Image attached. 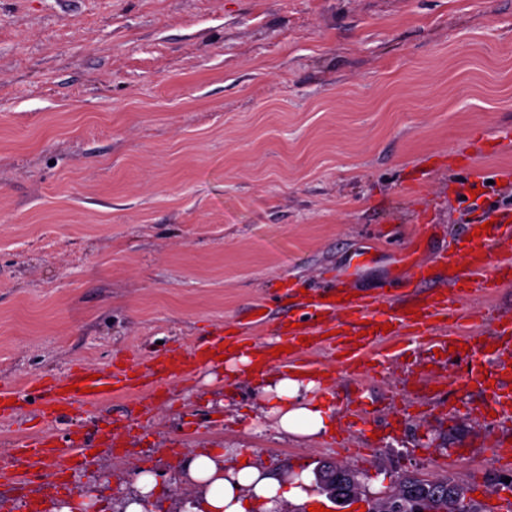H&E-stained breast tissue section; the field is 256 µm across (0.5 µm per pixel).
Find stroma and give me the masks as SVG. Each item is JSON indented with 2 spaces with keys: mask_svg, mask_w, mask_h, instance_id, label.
<instances>
[{
  "mask_svg": "<svg viewBox=\"0 0 512 512\" xmlns=\"http://www.w3.org/2000/svg\"><path fill=\"white\" fill-rule=\"evenodd\" d=\"M511 133L512 0H0V387L188 348L255 304L268 321L249 334L265 342L302 314L292 287L348 275L380 294L401 248L435 258L465 211L512 207V183L457 192L466 160L512 170ZM461 308L489 330L512 317V284ZM431 357L359 386L319 354L335 430L313 437L265 416L242 366L173 383L128 432L129 393L53 419L29 405L0 424V467L22 436L117 427L118 451L30 490L69 500L87 484L101 512H125L150 472L152 512H192L182 463L219 448L280 477L347 466L360 512L404 473L454 479L489 512L512 476L496 451L512 421L478 414L476 357L437 365L444 393L400 409ZM357 397L363 422L345 411Z\"/></svg>",
  "mask_w": 512,
  "mask_h": 512,
  "instance_id": "stroma-1",
  "label": "stroma"
}]
</instances>
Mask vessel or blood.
<instances>
[{
  "label": "vessel or blood",
  "instance_id": "obj_1",
  "mask_svg": "<svg viewBox=\"0 0 512 512\" xmlns=\"http://www.w3.org/2000/svg\"><path fill=\"white\" fill-rule=\"evenodd\" d=\"M467 178L462 190L486 186L488 181H512L511 170L489 171L467 165ZM490 224V231H483V224ZM472 238L465 247V270H458V259L453 251L442 252L436 263L409 260L406 276H394L395 293L378 298L350 297L346 282L338 281L315 293L300 297L305 311V324L298 328L285 326L275 331L274 343L264 344L262 352H254L244 335H218L194 346L191 355L173 350L163 357L103 373L93 378L88 366L72 369L65 377L42 382L40 411L55 416L73 403L97 406L108 399L110 393L157 390L168 379L187 376L197 368L212 363L213 356L222 355L224 349L236 348L238 356L249 357L252 364L266 366L277 363L282 367L301 370L314 369L311 359L314 351L331 348L338 354L345 372L356 382H363L369 374L371 362H386L406 358L419 349L448 350L452 346L472 344L477 332L464 318L448 321V290L467 296L474 292L493 293L498 284L512 283V257L494 258L489 244L498 240H512V209L493 214L471 213L466 223ZM441 279L445 288L423 296L421 285ZM418 305V315H410L406 306ZM488 343L493 352L487 358L495 369L497 387L492 392L491 406L500 413L512 410V393L504 385L512 379V361L502 356L512 347V323L497 324ZM282 346L283 354H274L275 346ZM91 446L81 433L70 434L60 440L53 436H29L16 448L19 457L35 458L43 468L54 467L69 455L80 456L84 465L94 461Z\"/></svg>",
  "mask_w": 512,
  "mask_h": 512
}]
</instances>
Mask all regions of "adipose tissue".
I'll use <instances>...</instances> for the list:
<instances>
[{"mask_svg": "<svg viewBox=\"0 0 512 512\" xmlns=\"http://www.w3.org/2000/svg\"><path fill=\"white\" fill-rule=\"evenodd\" d=\"M315 388L314 382L281 371L260 392L283 432L316 436L327 432L334 418L331 407L315 395ZM185 469L201 489L194 512H268L275 500L307 496L306 477L281 480L248 463L228 468L223 452L213 449L189 456Z\"/></svg>", "mask_w": 512, "mask_h": 512, "instance_id": "1", "label": "adipose tissue"}]
</instances>
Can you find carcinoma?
Listing matches in <instances>:
<instances>
[{"label":"carcinoma","instance_id":"cac0c4a2","mask_svg":"<svg viewBox=\"0 0 512 512\" xmlns=\"http://www.w3.org/2000/svg\"><path fill=\"white\" fill-rule=\"evenodd\" d=\"M336 484L358 495L361 483L350 469L333 463L323 464ZM368 512H480L477 505L465 500V489L446 477L442 479L401 476L389 492L376 499Z\"/></svg>","mask_w":512,"mask_h":512}]
</instances>
